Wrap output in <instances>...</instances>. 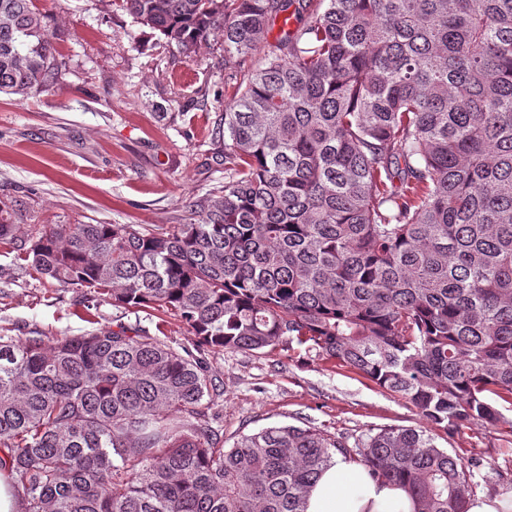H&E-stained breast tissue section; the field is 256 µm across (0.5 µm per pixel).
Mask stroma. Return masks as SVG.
I'll list each match as a JSON object with an SVG mask.
<instances>
[{"mask_svg":"<svg viewBox=\"0 0 512 512\" xmlns=\"http://www.w3.org/2000/svg\"><path fill=\"white\" fill-rule=\"evenodd\" d=\"M62 74L53 90L0 95V206L17 224H190L224 183V105L260 58L224 67V38L186 54L112 0H37ZM189 352L213 375L225 446L262 428L309 425L348 443L421 427L405 400L316 355L214 353L176 316L94 300L0 250V336H78L117 324ZM435 442L472 466L473 495L512 497V443L467 425Z\"/></svg>","mask_w":512,"mask_h":512,"instance_id":"35a3bbf8","label":"stroma"}]
</instances>
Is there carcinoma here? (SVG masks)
I'll return each instance as SVG.
<instances>
[{"mask_svg": "<svg viewBox=\"0 0 512 512\" xmlns=\"http://www.w3.org/2000/svg\"><path fill=\"white\" fill-rule=\"evenodd\" d=\"M188 54L224 36V187L201 218L14 224L43 278L173 313L210 350L314 351L447 431L512 406V0H115ZM35 0H0V94L58 83ZM216 379L123 324L0 336V472L20 512H305L337 455L414 512H467L471 471L431 432L349 447L281 425L230 448Z\"/></svg>", "mask_w": 512, "mask_h": 512, "instance_id": "cac0c4a2", "label": "carcinoma"}]
</instances>
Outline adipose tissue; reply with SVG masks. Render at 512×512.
Returning a JSON list of instances; mask_svg holds the SVG:
<instances>
[{
  "mask_svg": "<svg viewBox=\"0 0 512 512\" xmlns=\"http://www.w3.org/2000/svg\"><path fill=\"white\" fill-rule=\"evenodd\" d=\"M306 512H413L406 491L376 483L365 468L335 458L307 497Z\"/></svg>",
  "mask_w": 512,
  "mask_h": 512,
  "instance_id": "ef3b65f1",
  "label": "adipose tissue"
}]
</instances>
